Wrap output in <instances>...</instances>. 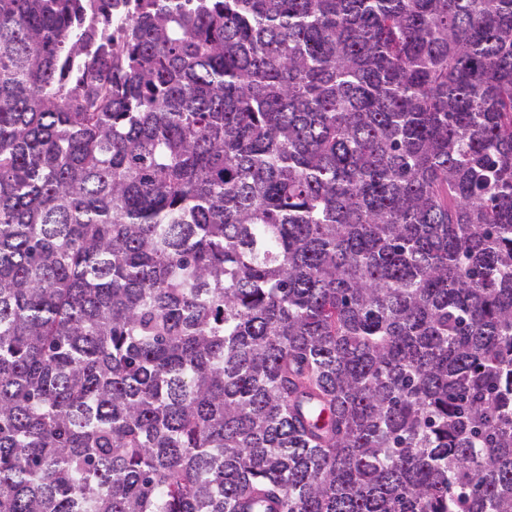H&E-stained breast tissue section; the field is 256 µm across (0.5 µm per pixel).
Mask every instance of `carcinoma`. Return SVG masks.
<instances>
[{
	"label": "carcinoma",
	"instance_id": "carcinoma-1",
	"mask_svg": "<svg viewBox=\"0 0 512 512\" xmlns=\"http://www.w3.org/2000/svg\"><path fill=\"white\" fill-rule=\"evenodd\" d=\"M512 512V0H0V512Z\"/></svg>",
	"mask_w": 512,
	"mask_h": 512
}]
</instances>
